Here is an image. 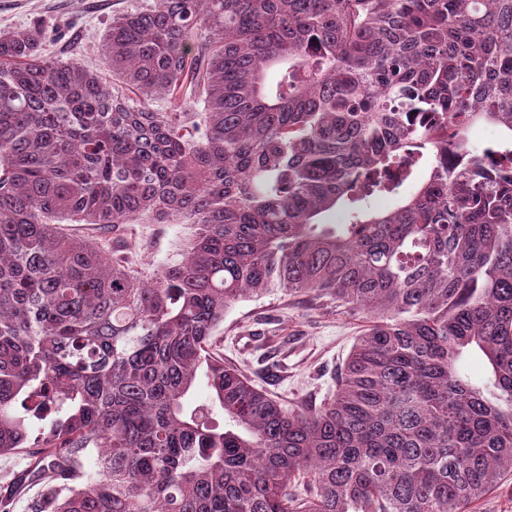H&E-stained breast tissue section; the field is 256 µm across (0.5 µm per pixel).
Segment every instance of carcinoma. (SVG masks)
<instances>
[{"label": "carcinoma", "instance_id": "1", "mask_svg": "<svg viewBox=\"0 0 512 512\" xmlns=\"http://www.w3.org/2000/svg\"><path fill=\"white\" fill-rule=\"evenodd\" d=\"M44 39L0 32V456L38 449L34 512H468L512 476V0H148L110 82ZM139 220L194 233L139 271L63 227ZM275 289L370 319L317 406L213 349Z\"/></svg>", "mask_w": 512, "mask_h": 512}]
</instances>
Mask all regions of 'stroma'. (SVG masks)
<instances>
[{"instance_id": "35a3bbf8", "label": "stroma", "mask_w": 512, "mask_h": 512, "mask_svg": "<svg viewBox=\"0 0 512 512\" xmlns=\"http://www.w3.org/2000/svg\"><path fill=\"white\" fill-rule=\"evenodd\" d=\"M140 0H0V30L41 26L46 56L103 67L100 52L112 17ZM183 224H129L113 244L135 268L167 263L188 237ZM366 318L335 303L275 291L243 300L224 315L215 349L255 385L290 407L314 406L330 396L335 377Z\"/></svg>"}]
</instances>
